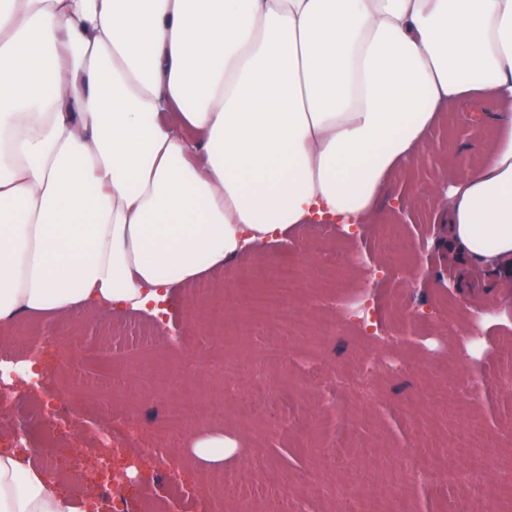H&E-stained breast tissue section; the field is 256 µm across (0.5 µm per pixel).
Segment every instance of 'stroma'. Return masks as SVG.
I'll return each mask as SVG.
<instances>
[{"instance_id": "1", "label": "stroma", "mask_w": 512, "mask_h": 512, "mask_svg": "<svg viewBox=\"0 0 512 512\" xmlns=\"http://www.w3.org/2000/svg\"><path fill=\"white\" fill-rule=\"evenodd\" d=\"M503 109L488 95L463 98L427 131L412 166L391 174L374 213L354 232L341 224L302 225L247 250L205 277L207 296L186 282L171 288L165 324L149 311L102 307L38 317L22 334L0 338V362L10 363L14 385L0 399V448H18L66 490L101 502L106 492L92 463L94 433L120 422L127 438L112 447V473L130 512L150 501L165 512H203L216 500L235 512L243 499L260 512H293L299 500L307 512H335L356 492L366 466L378 473L382 494L415 512H452V493L418 481L403 454L424 453L436 429L455 437L444 407L468 402L486 418L484 447L496 451L471 492L494 512H512V359L498 347L512 336V288L493 271L460 265L442 245L445 191L465 179L495 136L482 114ZM341 250L358 256L357 266L326 269L328 254ZM288 264L295 277L289 310L318 319L335 312L340 297L384 301L399 333L372 320L337 324L330 336L303 330L281 338L269 326L259 335L236 332L242 315L222 310V300L274 287L273 271ZM443 296L455 301L459 317H481L483 357L461 354L458 327L419 330L415 314L434 311ZM34 349L52 371L40 387L21 365ZM222 356L243 366L229 397L210 369ZM385 356L412 366L349 382L347 370ZM309 367L321 369L322 381L305 380ZM473 378L486 387L471 397L466 388ZM190 398L201 403L197 424L222 427L237 441L236 451L212 471L191 467L183 443L162 448L163 464L141 460L139 442L164 436L170 404ZM45 402L65 406L62 421L27 420L26 411ZM164 464L178 473V483L164 479Z\"/></svg>"}]
</instances>
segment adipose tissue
I'll return each instance as SVG.
<instances>
[{"instance_id":"obj_1","label":"adipose tissue","mask_w":512,"mask_h":512,"mask_svg":"<svg viewBox=\"0 0 512 512\" xmlns=\"http://www.w3.org/2000/svg\"><path fill=\"white\" fill-rule=\"evenodd\" d=\"M512 101V0H0V332L145 310L315 218L362 219L447 105ZM448 190L512 271V111ZM223 429L188 451L222 467ZM0 512H81L0 448Z\"/></svg>"}]
</instances>
